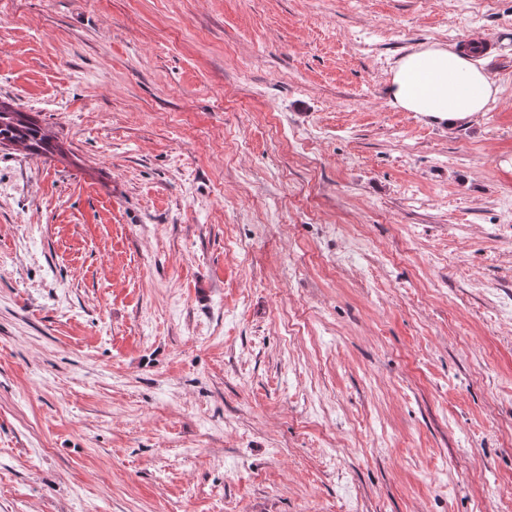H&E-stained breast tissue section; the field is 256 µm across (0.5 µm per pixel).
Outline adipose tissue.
Masks as SVG:
<instances>
[{
  "label": "adipose tissue",
  "mask_w": 512,
  "mask_h": 512,
  "mask_svg": "<svg viewBox=\"0 0 512 512\" xmlns=\"http://www.w3.org/2000/svg\"><path fill=\"white\" fill-rule=\"evenodd\" d=\"M480 38L468 47L425 44L401 57L393 70L387 95L390 104L433 122L455 127L470 121L499 92L481 54Z\"/></svg>",
  "instance_id": "obj_1"
}]
</instances>
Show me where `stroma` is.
Segmentation results:
<instances>
[{"label": "stroma", "instance_id": "35a3bbf8", "mask_svg": "<svg viewBox=\"0 0 512 512\" xmlns=\"http://www.w3.org/2000/svg\"><path fill=\"white\" fill-rule=\"evenodd\" d=\"M1 99L0 512H512V0H0ZM485 53L437 43L414 49L394 67L387 89L390 104L450 128L470 121L499 92ZM0 144L20 146L31 154L53 150L42 128L27 112H20L0 102Z\"/></svg>", "mask_w": 512, "mask_h": 512}]
</instances>
